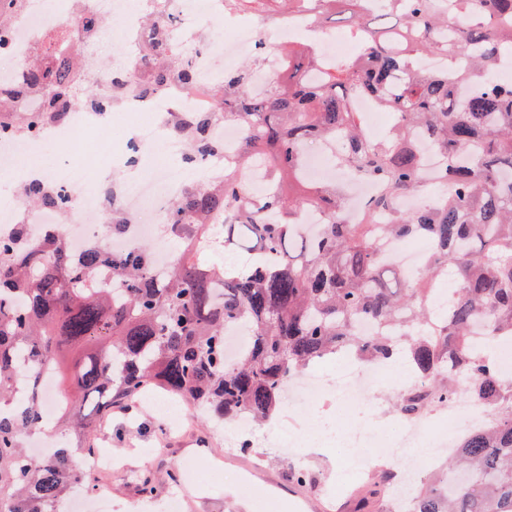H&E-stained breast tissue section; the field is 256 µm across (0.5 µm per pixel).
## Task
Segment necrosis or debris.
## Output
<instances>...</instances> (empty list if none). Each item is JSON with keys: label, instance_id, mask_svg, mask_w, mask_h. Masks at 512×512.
<instances>
[{"label": "necrosis or debris", "instance_id": "1", "mask_svg": "<svg viewBox=\"0 0 512 512\" xmlns=\"http://www.w3.org/2000/svg\"><path fill=\"white\" fill-rule=\"evenodd\" d=\"M153 18L168 26L171 43H181L197 26L201 14L215 20L223 19L224 0H207L205 7L193 6L191 0H151ZM98 18L95 30L83 25L84 15ZM8 28L12 34L8 49L0 51V92L14 96L24 112H38L43 101L25 94L22 72L34 49L56 31L65 29L77 34L88 44L85 69L89 78L108 83L112 68L103 67L99 57V43L108 50L120 53L143 50L147 47V27L140 14L131 10L128 0H88L84 9L74 8L71 0H23L12 14ZM232 41H217L194 60L197 81L193 89L183 90L171 84L156 96L135 97L127 100L125 110L136 115L133 133L123 151L114 157L113 167L131 172V179L118 182L114 188L101 187L98 161L82 154L72 156L70 149L78 141L93 139L102 154H109L112 146L111 110L95 106L68 108L62 119L43 124L36 134L20 132L15 137L0 141V163L20 167L22 160L40 143L55 147L65 157L64 166L42 174L41 179L65 196L64 210L49 207L32 209L16 199L0 201V233H11L18 224L29 225L33 233H40L60 216H68L67 239L73 251L83 250L88 243L97 242L109 252H121L140 239L153 238L159 255L155 260L156 275H165L173 262L167 247L170 237L168 202L176 201L192 183L213 178L217 170L237 164L241 129L225 123L210 95L224 81V72L213 64L214 55L226 49L254 55L258 44L278 45L287 41L315 39L319 53L327 59L335 58L333 37L313 23L310 9L296 11L278 22L256 27L244 24L232 32ZM190 102L193 111L204 112L211 118V134L218 148L205 155H189L186 141L175 135L173 125L182 121L183 102ZM162 143L171 165L160 173H140L144 153L155 143ZM136 215L134 224L128 225L122 235L115 236L105 228L108 210ZM390 382L397 393L414 389L422 381L417 373L390 375L388 366L374 362L361 369L349 359L338 363L333 379L322 375L300 378L288 390L289 398L298 408L318 400H329L353 407L378 394L380 382ZM436 420L422 416L403 418L402 445L420 444L421 452L409 462L411 470L418 471L432 465L440 452L453 446L456 435L483 427L488 420V405L475 399L467 386H459L455 395L436 407ZM381 433L364 425L341 432L339 445L352 449L348 470L353 479L364 480L374 465L365 451L377 447Z\"/></svg>", "mask_w": 512, "mask_h": 512}]
</instances>
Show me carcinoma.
<instances>
[{"instance_id":"carcinoma-1","label":"carcinoma","mask_w":512,"mask_h":512,"mask_svg":"<svg viewBox=\"0 0 512 512\" xmlns=\"http://www.w3.org/2000/svg\"><path fill=\"white\" fill-rule=\"evenodd\" d=\"M355 2L356 57L325 64L301 42L288 50V69L272 73L263 96L250 89L252 69L224 73L214 96L224 123L243 131L238 173L193 188L173 206L180 250L162 284L155 283L154 250L146 242L121 254L96 244L75 254L61 228L35 236L25 224L0 238V512H57L70 488H94L71 458L95 454L94 416L114 403L158 388L213 419L268 421L289 380L342 352L378 361L405 354L425 378L394 403L406 417L451 397L462 379L494 412L488 427L458 442L460 464L448 474L462 470L467 481L446 491L413 490L410 512H512V376L489 352L494 341H512V82L499 76L500 53L512 50V0ZM428 53L446 57L447 67L414 65ZM23 79L46 111L19 122L0 102V136L28 131L79 103L70 65L57 77L29 66ZM174 79L193 87V62L157 68L146 87L114 78L104 99L93 83L85 101L151 96ZM362 95L397 117L379 140L366 135L355 111ZM208 125L206 116L188 118L191 153L213 151ZM312 141L332 146L341 168L381 187L359 223L346 218L334 185L285 196V177L305 183L303 148ZM426 147L445 165L442 199L407 213L399 201L426 187ZM256 164L267 183L253 190L244 174ZM21 198L62 204L41 181L25 184ZM310 205L324 221L299 235ZM381 213L385 223H374ZM215 224L224 250L265 259L246 269L205 266ZM419 232L433 249L423 274L410 281L382 259L380 242ZM390 276L405 287H391ZM364 320L375 335L358 332ZM405 321L409 331L392 335L393 325ZM234 326L249 330L251 345L227 361L224 335ZM66 347L83 353L58 389L59 445L35 459L26 440L49 427L42 373L58 374Z\"/></svg>"}]
</instances>
